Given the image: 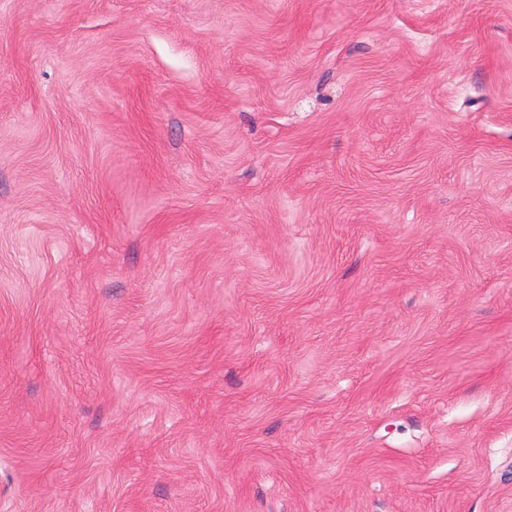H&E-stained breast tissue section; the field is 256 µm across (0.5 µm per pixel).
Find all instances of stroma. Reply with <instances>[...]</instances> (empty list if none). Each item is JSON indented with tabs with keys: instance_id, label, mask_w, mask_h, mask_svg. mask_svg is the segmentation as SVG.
<instances>
[{
	"instance_id": "35a3bbf8",
	"label": "stroma",
	"mask_w": 512,
	"mask_h": 512,
	"mask_svg": "<svg viewBox=\"0 0 512 512\" xmlns=\"http://www.w3.org/2000/svg\"><path fill=\"white\" fill-rule=\"evenodd\" d=\"M0 512H512V0H0Z\"/></svg>"
}]
</instances>
